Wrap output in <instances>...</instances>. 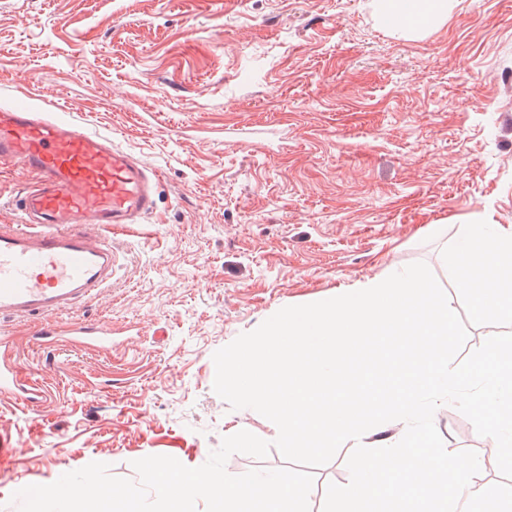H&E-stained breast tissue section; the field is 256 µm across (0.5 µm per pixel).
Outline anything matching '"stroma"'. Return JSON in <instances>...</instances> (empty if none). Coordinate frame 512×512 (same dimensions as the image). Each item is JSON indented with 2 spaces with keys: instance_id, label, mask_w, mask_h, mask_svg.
Returning a JSON list of instances; mask_svg holds the SVG:
<instances>
[{
  "instance_id": "obj_1",
  "label": "stroma",
  "mask_w": 512,
  "mask_h": 512,
  "mask_svg": "<svg viewBox=\"0 0 512 512\" xmlns=\"http://www.w3.org/2000/svg\"><path fill=\"white\" fill-rule=\"evenodd\" d=\"M32 88L161 176L154 211L111 237L112 281L74 318L111 348L42 342L0 318L40 406L0 396V512L92 462L203 465L224 437L271 422L213 389L214 353L286 306L442 258L482 216L512 226V0H452L416 37L374 0H0V104ZM32 173L0 166V225ZM450 452H482L455 406ZM353 450L313 468L312 512Z\"/></svg>"
}]
</instances>
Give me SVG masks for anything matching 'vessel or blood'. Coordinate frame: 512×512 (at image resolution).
I'll return each mask as SVG.
<instances>
[{"mask_svg": "<svg viewBox=\"0 0 512 512\" xmlns=\"http://www.w3.org/2000/svg\"><path fill=\"white\" fill-rule=\"evenodd\" d=\"M31 91L0 107V164L35 176L20 200V224L0 227V316L33 320L42 339L70 336L94 347L111 333L70 310L95 299L112 279V243L88 225L118 229L151 214L159 177L142 160L70 113L32 105ZM0 394L26 405L42 402L0 355Z\"/></svg>", "mask_w": 512, "mask_h": 512, "instance_id": "b4317fda", "label": "vessel or blood"}]
</instances>
